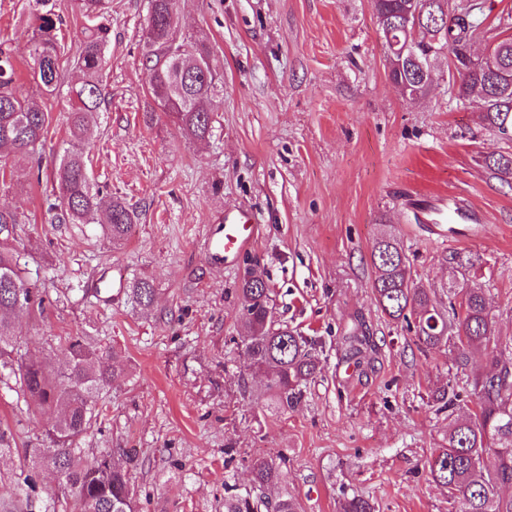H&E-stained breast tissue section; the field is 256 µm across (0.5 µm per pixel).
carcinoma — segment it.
Instances as JSON below:
<instances>
[{"instance_id": "cac0c4a2", "label": "carcinoma", "mask_w": 512, "mask_h": 512, "mask_svg": "<svg viewBox=\"0 0 512 512\" xmlns=\"http://www.w3.org/2000/svg\"><path fill=\"white\" fill-rule=\"evenodd\" d=\"M84 23L79 54L74 61L78 78L66 92V133L72 149L55 173V198L50 208L71 224H91L105 210L107 235L113 245L127 239L136 211L115 197L103 203L92 183L83 143L87 130L105 102L101 73L112 41L107 24L110 0H78ZM34 35L29 57L33 79L52 95L61 86L58 32L60 20L36 0ZM408 0H373L378 32L385 47L389 77L407 89L404 97L416 101L428 94L430 76L400 55L408 42L422 54L431 48L458 55L459 48L484 32L487 16L483 0H431L424 14L407 19ZM493 52L473 57L458 72V100L478 92L483 101L481 121L502 139L512 141V37L493 40ZM143 58L151 72L150 95L172 114L182 135L203 141L212 131L211 113L203 103L217 97L219 79L210 61L205 39L185 43L178 37L174 0H149ZM16 68L0 48V166L16 154L33 152L43 144L48 114L21 99L14 90ZM482 164L503 176H512V153L487 155ZM17 216L0 210V372L8 371L36 415L52 420L50 445L27 448L23 455L22 483L0 481V512H33L37 473L47 468L55 475L54 491L41 501V512H136L132 477L112 462L106 452L89 460L77 446L97 424L99 411L89 395L112 385L114 370L104 360L116 353L90 343L85 336L68 337L67 369L48 372L40 362L19 354L20 331L16 318L44 312V298L31 287L20 267L19 255L8 244ZM375 277L372 294L378 310L392 321L403 320L426 349L448 347L456 354L457 368L468 366L474 351L487 352L495 371L470 380L475 409L454 417L453 400L444 402L451 422L444 443L432 450L425 466L434 481L448 488L455 512H512V496L500 488L512 485V347L495 336L496 316L485 289L474 283L475 260L462 252L445 258L453 269L448 282V311L433 304L427 289L411 276L400 242L392 235L377 239L371 250ZM156 289L147 279L133 283L128 294L141 308L154 303ZM241 346L253 373L266 379L268 406L295 407L304 389L319 372L315 342L284 322L274 319V300L261 276L244 279L239 288ZM347 361L359 368L374 345L359 323L342 339ZM252 490L235 493L226 487L224 512H301L298 499L288 491V468L283 456L265 457L251 465ZM276 486L274 499L265 489ZM341 512H375L370 500L352 497Z\"/></svg>"}]
</instances>
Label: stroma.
<instances>
[{
    "label": "stroma",
    "instance_id": "1",
    "mask_svg": "<svg viewBox=\"0 0 512 512\" xmlns=\"http://www.w3.org/2000/svg\"><path fill=\"white\" fill-rule=\"evenodd\" d=\"M63 21L62 80L75 78L78 0H48ZM35 0H0V46L16 90L49 114L35 157L19 156L0 180V207L15 212L9 238L45 303L21 318L23 357L65 366L63 344L83 332L115 349L121 377L93 397L100 412L80 440L86 457L111 452L131 473L138 512H224V486H251L255 459L285 455L288 489L302 512H338L353 496L376 512H450L447 489L423 465L448 432L430 397L453 388L474 406L452 354L424 349L404 323L377 310L371 249L397 236L411 274L448 305L442 255L479 257L498 334L512 341V187L478 163L512 152L480 124L481 102L456 106L449 58L417 102L391 82L372 0H176L185 41L205 38L223 90L210 138L192 142L148 94L143 63L148 0H112V42L102 71L107 106L84 145L95 186L138 214L120 247L98 224H60L53 171L68 143L65 98L51 97L28 67ZM474 209L447 237L422 220L423 199ZM253 212L260 236L234 259L212 258L209 232L224 212ZM260 273L275 317L315 337L322 371L299 405L272 410L239 345L237 290ZM157 290L147 310L126 285ZM362 319L377 346L363 374L343 360L340 338ZM0 428L13 478L28 448L48 446L14 380L0 381Z\"/></svg>",
    "mask_w": 512,
    "mask_h": 512
}]
</instances>
